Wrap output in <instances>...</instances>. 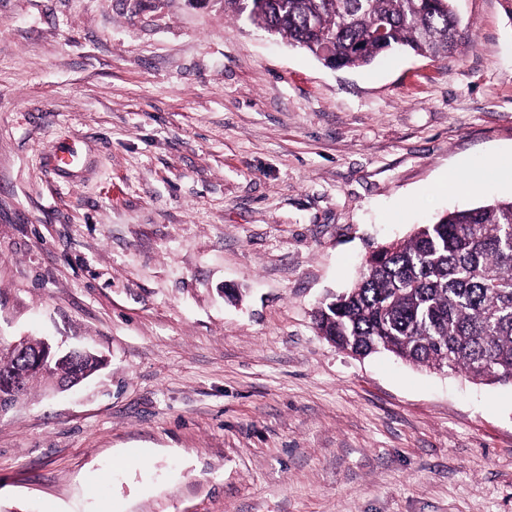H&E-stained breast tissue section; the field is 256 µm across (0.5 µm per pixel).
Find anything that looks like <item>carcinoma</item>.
<instances>
[{
  "label": "carcinoma",
  "instance_id": "obj_1",
  "mask_svg": "<svg viewBox=\"0 0 512 512\" xmlns=\"http://www.w3.org/2000/svg\"><path fill=\"white\" fill-rule=\"evenodd\" d=\"M452 0H224L230 11L336 68L371 65L402 48L446 56L458 19ZM316 326L341 350H381L418 366L512 384V199L461 207L389 242L364 262L359 279L320 303ZM26 337L23 351L0 349V403L36 384L57 385L101 370V357L54 356Z\"/></svg>",
  "mask_w": 512,
  "mask_h": 512
}]
</instances>
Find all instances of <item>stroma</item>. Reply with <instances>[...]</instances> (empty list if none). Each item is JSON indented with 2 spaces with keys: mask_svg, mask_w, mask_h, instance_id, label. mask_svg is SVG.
Masks as SVG:
<instances>
[{
  "mask_svg": "<svg viewBox=\"0 0 512 512\" xmlns=\"http://www.w3.org/2000/svg\"><path fill=\"white\" fill-rule=\"evenodd\" d=\"M331 69L224 0H0V512H512V386L318 332L373 250L512 197V0ZM74 146L75 172L45 155ZM50 355L53 346L42 339L26 337V347L24 351H18L12 348L0 349V400L1 405L11 401L14 396L21 397L38 383L47 380L55 382L59 387L63 383L72 381L82 375L88 379L105 365L98 356L91 352H86L77 359H72L82 353L84 350L72 349L66 352V356H54L53 359L43 368L30 369L27 362L35 358L46 350ZM70 357V358H69ZM79 377L74 383L78 384L84 381Z\"/></svg>",
  "mask_w": 512,
  "mask_h": 512,
  "instance_id": "35a3bbf8",
  "label": "stroma"
}]
</instances>
